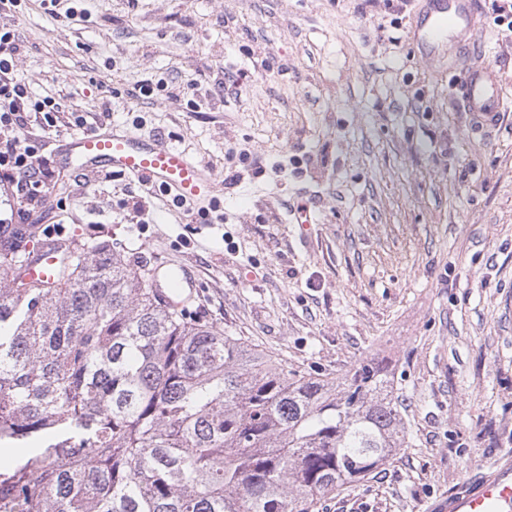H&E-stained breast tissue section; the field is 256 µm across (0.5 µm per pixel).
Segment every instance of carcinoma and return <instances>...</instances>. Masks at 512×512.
<instances>
[{
  "mask_svg": "<svg viewBox=\"0 0 512 512\" xmlns=\"http://www.w3.org/2000/svg\"><path fill=\"white\" fill-rule=\"evenodd\" d=\"M42 235L0 231V512H314L404 447L384 361L290 371L166 305L114 241L11 282Z\"/></svg>",
  "mask_w": 512,
  "mask_h": 512,
  "instance_id": "cac0c4a2",
  "label": "carcinoma"
}]
</instances>
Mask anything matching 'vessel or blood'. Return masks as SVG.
<instances>
[{
	"label": "vessel or blood",
	"mask_w": 512,
	"mask_h": 512,
	"mask_svg": "<svg viewBox=\"0 0 512 512\" xmlns=\"http://www.w3.org/2000/svg\"><path fill=\"white\" fill-rule=\"evenodd\" d=\"M481 0H428V8L410 40L433 51L455 31H475ZM453 98L469 112L480 130L497 126L512 101L504 81L492 64L474 61L465 66L452 88ZM55 153L65 169L95 172L109 169L131 175L172 194L174 199L205 204L212 200L216 182L208 168L161 138H145L121 129H99L57 140ZM67 239L39 240L22 268L23 282L50 283L61 255L70 248ZM154 288L169 293L171 305H186L199 288L195 274L182 264H159L150 271ZM431 512H512V451L478 475L459 481L430 506Z\"/></svg>",
	"instance_id": "1"
}]
</instances>
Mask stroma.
I'll return each instance as SVG.
<instances>
[{
    "mask_svg": "<svg viewBox=\"0 0 512 512\" xmlns=\"http://www.w3.org/2000/svg\"><path fill=\"white\" fill-rule=\"evenodd\" d=\"M77 21L22 0L15 70L73 115L161 137L209 166L220 224L189 222L135 177L54 165L29 222L117 240L142 270L191 267L192 315L290 369L339 377L385 360L406 448L315 512H427L512 449V109L476 131L462 67L494 65L512 95V38L489 0L435 56L409 32L425 0H86ZM387 33H380V25ZM184 95L140 96L148 77ZM238 84H229V77ZM109 111H99L101 101ZM143 202L145 223L126 213ZM317 222L301 233L300 208Z\"/></svg>",
    "mask_w": 512,
    "mask_h": 512,
    "instance_id": "35a3bbf8",
    "label": "stroma"
}]
</instances>
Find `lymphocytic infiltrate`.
I'll return each instance as SVG.
<instances>
[{"label": "lymphocytic infiltrate", "instance_id": "obj_1", "mask_svg": "<svg viewBox=\"0 0 512 512\" xmlns=\"http://www.w3.org/2000/svg\"><path fill=\"white\" fill-rule=\"evenodd\" d=\"M18 7V0H0V182L11 186L13 206L22 221L27 212L44 204L51 175L44 166V144L21 136L20 130L30 119L42 128L56 127L64 107L55 97L33 96L15 72L19 37L6 19Z\"/></svg>", "mask_w": 512, "mask_h": 512}]
</instances>
